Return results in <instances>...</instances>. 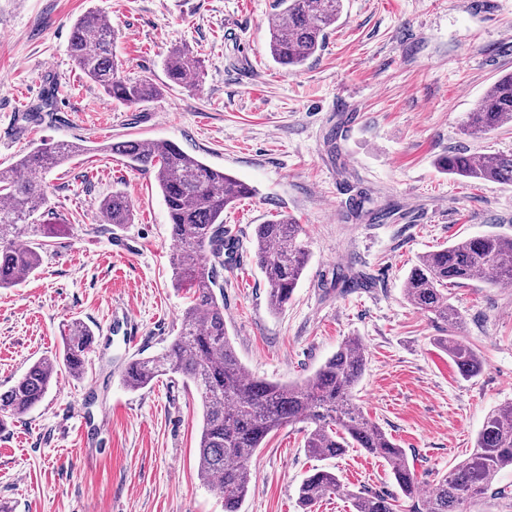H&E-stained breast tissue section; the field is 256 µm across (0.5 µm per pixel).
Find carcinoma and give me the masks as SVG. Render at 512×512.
<instances>
[{
  "label": "carcinoma",
  "instance_id": "1",
  "mask_svg": "<svg viewBox=\"0 0 512 512\" xmlns=\"http://www.w3.org/2000/svg\"><path fill=\"white\" fill-rule=\"evenodd\" d=\"M280 3L282 18L269 25V54L276 64L297 68L322 50L328 29L341 17L343 0ZM114 39L104 17L88 11L72 27L70 56L110 99L127 107L150 101L156 95L152 83L120 75ZM200 70L201 60L192 52L175 48L169 53L166 74L171 84L181 86ZM510 122L512 73L488 88L467 114L464 131L483 136ZM106 150L126 158L132 169L154 170L176 242L171 257L174 285L189 294L180 330L165 352L132 360L123 379L132 390L148 387L161 375L177 376L196 387L203 407L197 472L204 483L219 485L224 512H239L253 479L252 458L266 438L296 423L306 424L304 448L311 457L334 458L349 448H361L389 467L399 494L355 493L354 512H399L401 499L407 502V512H483L480 506L491 500L512 499V490L497 486L498 475L512 469V404L488 416L472 452L423 494L405 451L355 402L353 391L366 365L358 338L345 339L302 381L284 384L246 374L224 326V289L217 278L240 247L239 239L231 238L224 227V210L251 195L252 188L168 140L129 139ZM84 151L86 147L77 142L40 143L12 166L0 169V288L19 284L41 264L34 239L45 235L46 225L33 223V216L47 204V196L38 173ZM440 166L451 175L512 185V153H452L441 159ZM97 210L106 224L131 223V204L120 193L99 201ZM302 235V225L285 215L254 229L255 258L268 283L267 303L273 312L288 304L307 266ZM478 279L512 283V238L485 234L427 253L406 278L404 294L415 308L455 327L459 315L449 303L448 286ZM92 340L86 323L71 321L63 337L62 361L39 359L16 384L0 391V425L41 402L59 366L83 377ZM436 344L463 378L479 375L482 360L463 340L440 336ZM340 488L336 474L318 470L301 484L299 502L308 508Z\"/></svg>",
  "mask_w": 512,
  "mask_h": 512
}]
</instances>
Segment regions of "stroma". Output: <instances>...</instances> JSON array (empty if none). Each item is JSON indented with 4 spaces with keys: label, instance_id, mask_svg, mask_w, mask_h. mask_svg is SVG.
<instances>
[{
    "label": "stroma",
    "instance_id": "stroma-1",
    "mask_svg": "<svg viewBox=\"0 0 512 512\" xmlns=\"http://www.w3.org/2000/svg\"><path fill=\"white\" fill-rule=\"evenodd\" d=\"M89 10L108 19L122 76L158 88L152 101L113 103L75 68L71 27ZM278 13L277 0H0V140L12 144L0 168L43 140L89 147L43 174L61 229L34 274L0 288V391L59 355L71 320L95 334L84 377L59 371L38 406L0 427V501L13 512H224L197 473L194 387L166 375L136 391L122 382L131 359L164 352L188 303L172 283L153 171L105 150L127 139L172 141L252 187L224 212L242 246L221 278L225 326L248 374L297 381L359 338L355 400L404 449L424 493L473 448L486 415L512 403V286L448 290L457 334L483 362L469 380L434 343L445 325L404 296L423 254L512 237V186L439 165L451 153H512V123L483 137L462 130L485 90L512 73V0H344L324 48L296 71L268 55ZM183 45L202 73L172 87L165 61ZM52 88L53 112L38 111ZM115 192L131 201V224L101 221L96 205ZM380 208L392 213L383 223L372 219ZM279 214L303 225L309 262L274 314L248 242ZM340 272L368 282L341 291ZM124 313L137 339L114 331ZM304 441L300 423L271 435L240 512H301L298 487L320 467L344 489L312 512H353L351 493L395 492L382 460L356 448L320 460Z\"/></svg>",
    "mask_w": 512,
    "mask_h": 512
}]
</instances>
